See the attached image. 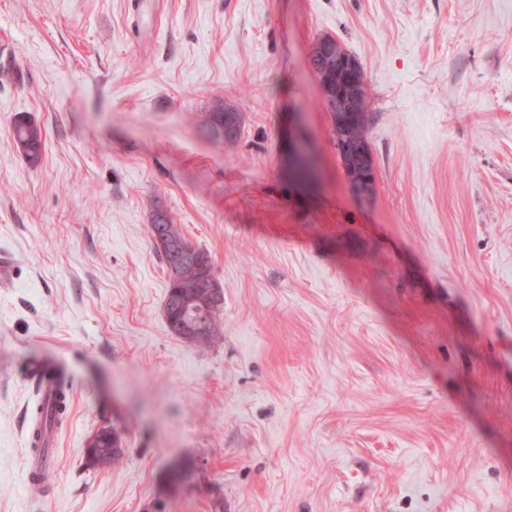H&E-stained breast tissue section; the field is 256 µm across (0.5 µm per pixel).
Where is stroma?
Returning <instances> with one entry per match:
<instances>
[{
	"instance_id": "stroma-1",
	"label": "stroma",
	"mask_w": 512,
	"mask_h": 512,
	"mask_svg": "<svg viewBox=\"0 0 512 512\" xmlns=\"http://www.w3.org/2000/svg\"><path fill=\"white\" fill-rule=\"evenodd\" d=\"M326 34L369 85L367 200ZM0 36V512H512V0H0ZM218 100L235 145L192 119ZM159 208L223 286L211 346L165 320ZM37 366L72 400L31 495ZM342 45L345 47L344 44ZM346 50L349 54L356 58V56L352 54L347 48ZM349 54L340 51L337 47L336 51L331 47H324L320 50L313 49L310 55V64L312 67H314V60L323 59V66L325 70H328L325 71L322 68L316 67L315 70H313V74L316 82L319 85L322 106L325 112H328L329 116L331 117L332 132L335 137L336 146L338 141L346 143V150H344L342 154H339L344 171L346 175H356L359 173V166L361 161L360 157L357 155V152L366 148L372 149V143L369 137L372 114L369 112L370 93L368 85L365 81L364 70L361 63L356 58L359 64L360 90L355 93V105L360 111V114L366 116L364 121L360 118L348 127H344L339 124L337 125L336 123V112L344 113V117L340 122L341 124H345L349 121L351 116L349 112H358L351 107L349 95H346L345 101L342 95L338 98L339 110H336V95L339 90V83L338 78L336 77V73L342 74L344 76L343 82L346 83V81H348L347 85L352 84L357 80L356 78H353V75L357 69L356 63ZM331 71H335L336 73ZM363 158L365 164L363 165L361 172L358 174L359 178L356 181H350L347 178L350 187L359 197L368 196V190L364 187H361L360 184H364L366 186L372 185V171L368 165L369 154L367 151H364ZM374 192L375 181L373 185L369 187V193L371 196L374 194ZM14 140L19 153L31 166L40 163L43 152V133L40 127L30 118L20 116L14 123ZM39 154L37 164L31 161V150ZM122 439L120 433L111 426H103L89 436L85 446V462L88 467L95 468V461L102 455H109L112 459H116L121 452ZM112 448H118L116 453L112 452ZM118 456V457H117ZM108 458H99L97 466L104 467L108 465Z\"/></svg>"
}]
</instances>
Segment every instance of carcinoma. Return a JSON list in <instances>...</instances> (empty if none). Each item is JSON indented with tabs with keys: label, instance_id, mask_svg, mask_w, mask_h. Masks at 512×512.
I'll list each match as a JSON object with an SVG mask.
<instances>
[{
	"label": "carcinoma",
	"instance_id": "1",
	"mask_svg": "<svg viewBox=\"0 0 512 512\" xmlns=\"http://www.w3.org/2000/svg\"><path fill=\"white\" fill-rule=\"evenodd\" d=\"M314 77L319 85L322 106L331 117L332 132L335 141L346 144V150L340 154V160L346 174L359 173L360 157L357 152L372 147L369 137L372 114L370 112V93L365 81L364 70H359L360 90L355 93V105L365 119L357 120L348 127L336 123V95L339 83L336 74L322 68H315ZM224 120V102H215L210 111L203 113L200 119L201 128L209 138H214L216 124ZM14 140L19 153L26 161H31V151L43 152V133L40 127L28 117H19L14 123ZM150 236L163 265H168L170 259V243L178 241L191 245L178 225L170 216H165L164 222L152 220ZM207 281V271L201 265L187 267L175 279H168L167 296L164 301V316L172 333L184 341L196 346H209L220 335L219 313L222 306H201L197 301H205L200 293L203 282ZM195 308H205L197 317L206 322L204 329L194 331L190 335L183 334V327L190 324L186 313L190 304ZM46 386L55 393L53 400H39L31 409L32 426L30 429L32 452L41 455L46 452L45 437L50 431H55L66 423L68 415L67 393L69 385L64 378L53 372L44 375ZM122 447L120 433L111 426H103L89 436L85 446L86 465L93 468L95 461L102 455L116 459L114 448Z\"/></svg>",
	"mask_w": 512,
	"mask_h": 512
}]
</instances>
